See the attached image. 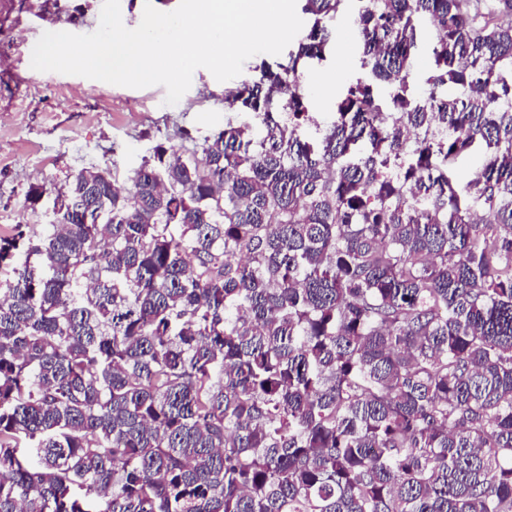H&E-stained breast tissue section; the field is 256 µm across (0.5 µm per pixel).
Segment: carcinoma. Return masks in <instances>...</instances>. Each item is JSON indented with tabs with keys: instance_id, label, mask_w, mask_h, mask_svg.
<instances>
[{
	"instance_id": "obj_1",
	"label": "carcinoma",
	"mask_w": 512,
	"mask_h": 512,
	"mask_svg": "<svg viewBox=\"0 0 512 512\" xmlns=\"http://www.w3.org/2000/svg\"><path fill=\"white\" fill-rule=\"evenodd\" d=\"M302 2L224 97L261 137L83 168L0 235V512H512V0ZM351 4L390 101L349 82L310 142ZM432 33L428 25L423 28L419 37V43L415 50L414 69L411 77V84L416 90L421 86V76L426 72L430 65ZM483 160V149L481 145L476 144L469 154L460 157L455 162L453 172L460 185H465L471 173L481 166Z\"/></svg>"
}]
</instances>
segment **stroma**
I'll return each instance as SVG.
<instances>
[{
	"instance_id": "1",
	"label": "stroma",
	"mask_w": 512,
	"mask_h": 512,
	"mask_svg": "<svg viewBox=\"0 0 512 512\" xmlns=\"http://www.w3.org/2000/svg\"><path fill=\"white\" fill-rule=\"evenodd\" d=\"M102 4L7 0L0 12V230L26 224L41 231L53 219L58 190L81 168H107L122 181L156 146L181 153L202 145L226 123L250 120L225 111L229 85L204 68L195 70L189 90L174 105L166 104L160 85L134 89L32 69V50L43 32L92 33ZM355 26L351 10L337 12L326 59L304 71L307 136L331 123L337 96L361 72L360 36L348 42L341 36ZM34 184L47 188L35 205L26 199Z\"/></svg>"
}]
</instances>
